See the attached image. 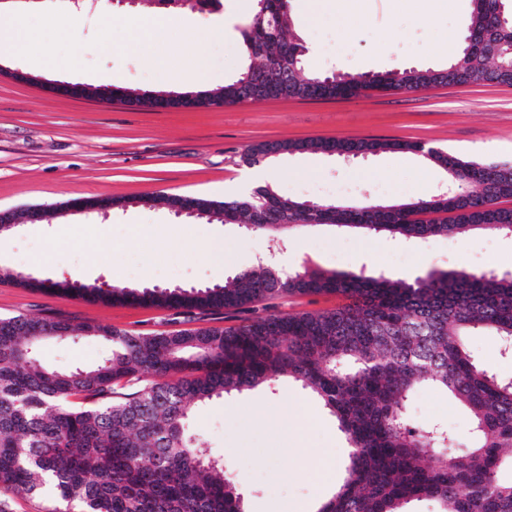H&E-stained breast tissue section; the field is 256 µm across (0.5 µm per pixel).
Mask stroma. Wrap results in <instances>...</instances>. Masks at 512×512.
I'll return each instance as SVG.
<instances>
[{"label": "stroma", "mask_w": 512, "mask_h": 512, "mask_svg": "<svg viewBox=\"0 0 512 512\" xmlns=\"http://www.w3.org/2000/svg\"><path fill=\"white\" fill-rule=\"evenodd\" d=\"M223 0L216 13L188 7L167 10L161 38L129 46L131 32L150 8L143 0H105L76 11L71 0H34L25 23L33 49H49L58 80L90 85L92 78L140 92L167 90L165 70L204 49L209 73L199 89H216L246 63L239 28L243 5ZM71 16L68 28L58 18ZM291 31L307 49V61L323 72H378L397 65L439 67L433 53L443 34L463 32L466 6L437 0H359L357 16L342 23L322 7L311 26L292 12ZM221 39L203 42L210 24ZM165 60L159 68L157 60ZM0 211L52 206L76 198L128 199L109 217L67 214L52 222L24 224L0 235V268L73 284L144 288H190L223 282L243 259L267 250L264 235H242L237 226L175 217L167 208L142 204L145 196L198 195L244 199L254 143L309 138H377L420 142L463 157L512 162V87L473 83L416 93H366L348 100H272L218 108H130L94 98H68L14 79L34 73L24 57L0 49ZM277 188L295 199L376 202L399 194L405 200L433 195L447 175L418 172L411 153H381L344 161L319 153L276 157ZM280 266L355 270L367 267L394 276L461 269L512 272V237L477 232L407 243L358 229L320 225L292 235ZM336 296H280L255 307L256 314L316 312L335 308ZM59 317L74 323L136 333L230 328L241 313H181L146 306L106 304L58 292H33L0 283V316ZM107 354L97 338L51 340L40 350L52 368L93 366ZM420 423L438 422L466 438L468 421L448 395L421 390L408 409ZM191 433L224 457L247 503V512H280L301 504L307 512L328 499L306 447H331L336 475H343L348 447L335 418L293 380L263 389L216 397L189 420Z\"/></svg>", "instance_id": "35a3bbf8"}]
</instances>
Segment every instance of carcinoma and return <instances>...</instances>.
Returning a JSON list of instances; mask_svg holds the SVG:
<instances>
[{"label":"carcinoma","mask_w":512,"mask_h":512,"mask_svg":"<svg viewBox=\"0 0 512 512\" xmlns=\"http://www.w3.org/2000/svg\"><path fill=\"white\" fill-rule=\"evenodd\" d=\"M159 10L218 0H149ZM469 23L453 66L458 83L512 82V0H468ZM287 0H256L239 28L248 64L218 89L138 93L139 105L176 95L202 107L241 103L258 77L283 78L302 99H349L368 90L415 93L438 85L427 67L320 74L304 66L305 47L289 35ZM296 152L357 159L415 152L400 140L372 138L267 141L249 158ZM454 190L410 202L345 205L291 199L272 187L242 200L198 198L204 219L262 234L281 249L288 233L330 225L409 243L483 230L512 236V163L467 160L435 149L427 157ZM433 218L426 219L424 215ZM79 296L106 293L168 310L243 311L277 295H334L336 308L248 317L227 329L143 334L67 320L0 317V512L15 496H42L44 512H244L243 497L222 457L186 430L192 411L214 397L275 389L291 378L336 418L351 451L342 483L317 512H512V379L473 355L467 337L498 336L512 353V274L452 269L413 280L382 272L305 267L284 273L271 258L204 288L103 290L75 285ZM93 335L108 348L93 367L52 369L38 353L48 340ZM431 388L466 411L460 441L438 423L415 424L414 395Z\"/></svg>","instance_id":"carcinoma-1"}]
</instances>
